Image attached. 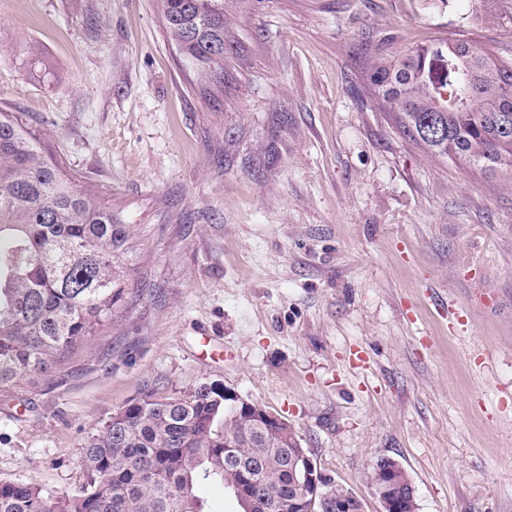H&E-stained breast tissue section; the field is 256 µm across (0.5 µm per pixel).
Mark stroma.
Here are the masks:
<instances>
[{"label": "stroma", "instance_id": "35a3bbf8", "mask_svg": "<svg viewBox=\"0 0 512 512\" xmlns=\"http://www.w3.org/2000/svg\"><path fill=\"white\" fill-rule=\"evenodd\" d=\"M224 14L210 77L159 0H0V111L134 231L112 321L0 389V484L75 493L115 410L207 384L287 420L364 512L383 458L418 512H512V180L404 136L363 53L463 40L511 62L512 0Z\"/></svg>", "mask_w": 512, "mask_h": 512}]
</instances>
